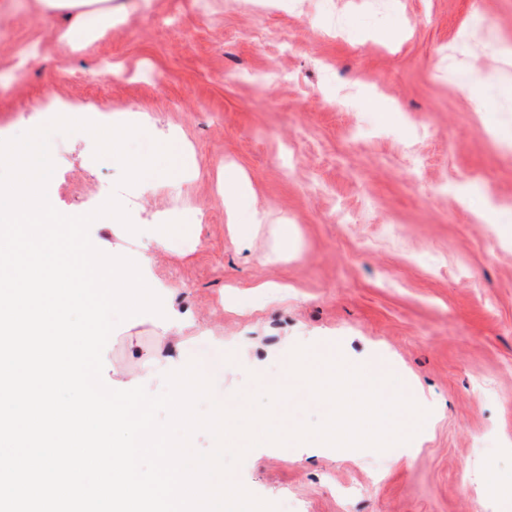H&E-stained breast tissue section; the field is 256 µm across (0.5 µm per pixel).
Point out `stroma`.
<instances>
[{
	"label": "stroma",
	"mask_w": 512,
	"mask_h": 512,
	"mask_svg": "<svg viewBox=\"0 0 512 512\" xmlns=\"http://www.w3.org/2000/svg\"><path fill=\"white\" fill-rule=\"evenodd\" d=\"M73 21L0 0V140L58 115L142 126V153L177 138L175 192L119 187L89 133L53 135L47 195L66 215L116 191L133 223L201 220L152 267L183 321L164 341L155 320L119 322L104 377L157 394L195 360L229 401L329 338L384 359L434 419L400 464L394 448L251 449V493L288 512H512L477 481L512 474V0H112L80 44ZM234 173L242 214L264 216L244 251L221 201ZM484 199L508 202L498 223Z\"/></svg>",
	"instance_id": "35a3bbf8"
}]
</instances>
